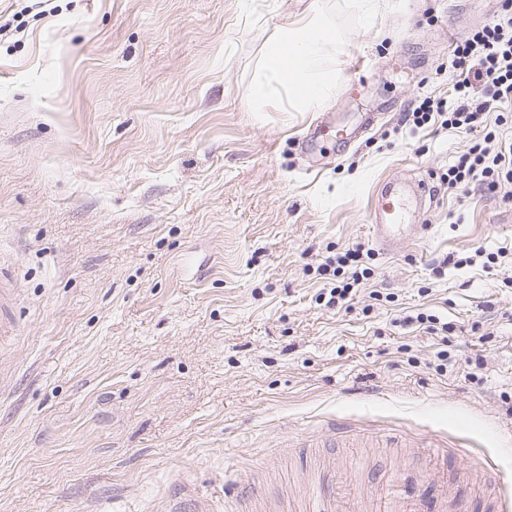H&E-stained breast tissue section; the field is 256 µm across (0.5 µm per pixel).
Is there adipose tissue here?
Instances as JSON below:
<instances>
[{
  "mask_svg": "<svg viewBox=\"0 0 512 512\" xmlns=\"http://www.w3.org/2000/svg\"><path fill=\"white\" fill-rule=\"evenodd\" d=\"M336 44L321 17L279 30L257 62L247 92L250 106L259 110L282 98L300 111L325 105L336 88V72L328 64Z\"/></svg>",
  "mask_w": 512,
  "mask_h": 512,
  "instance_id": "ef3b65f1",
  "label": "adipose tissue"
}]
</instances>
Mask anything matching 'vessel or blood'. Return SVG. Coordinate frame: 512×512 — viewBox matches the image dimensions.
<instances>
[{
	"label": "vessel or blood",
	"instance_id": "b4317fda",
	"mask_svg": "<svg viewBox=\"0 0 512 512\" xmlns=\"http://www.w3.org/2000/svg\"><path fill=\"white\" fill-rule=\"evenodd\" d=\"M377 222L374 239L383 250L393 248L400 230L418 235L420 225L406 224L401 200L390 191H383L375 210ZM485 463L473 459L455 471L453 481H437L431 490H422L408 479L404 471L385 473L368 497L369 512H469L472 486L477 476L485 472ZM359 487L344 474H337L333 486L316 497V512H357Z\"/></svg>",
	"mask_w": 512,
	"mask_h": 512
}]
</instances>
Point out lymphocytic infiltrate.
<instances>
[{
  "label": "lymphocytic infiltrate",
  "instance_id": "f902f5d3",
  "mask_svg": "<svg viewBox=\"0 0 512 512\" xmlns=\"http://www.w3.org/2000/svg\"><path fill=\"white\" fill-rule=\"evenodd\" d=\"M450 67L456 78L452 103L445 108L423 101L412 112L413 122L425 125L438 115L442 128L475 132L498 103L512 100V0H502L499 13L456 45ZM446 179L452 187L476 182L489 191L511 185L512 138L498 139L488 134L475 141L449 166ZM366 259L360 246L337 256L338 267L348 276L330 288L329 306L345 304L356 296L359 285L370 274Z\"/></svg>",
  "mask_w": 512,
  "mask_h": 512
}]
</instances>
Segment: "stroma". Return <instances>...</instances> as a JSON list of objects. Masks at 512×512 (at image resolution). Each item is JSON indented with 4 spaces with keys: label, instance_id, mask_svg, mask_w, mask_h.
I'll list each match as a JSON object with an SVG mask.
<instances>
[{
    "label": "stroma",
    "instance_id": "obj_1",
    "mask_svg": "<svg viewBox=\"0 0 512 512\" xmlns=\"http://www.w3.org/2000/svg\"><path fill=\"white\" fill-rule=\"evenodd\" d=\"M0 0V512H306L473 457L512 494V196L448 187L475 137L406 120L500 0ZM336 30L321 108L250 111L268 41ZM360 129L298 142L322 119ZM434 188L422 238H373L384 184ZM372 254L350 308L319 265ZM458 267L435 275L447 254ZM420 312L449 323L447 346ZM448 351L446 371L437 353ZM359 487L343 473L336 475L333 486L320 491L316 497V512H357Z\"/></svg>",
    "mask_w": 512,
    "mask_h": 512
}]
</instances>
